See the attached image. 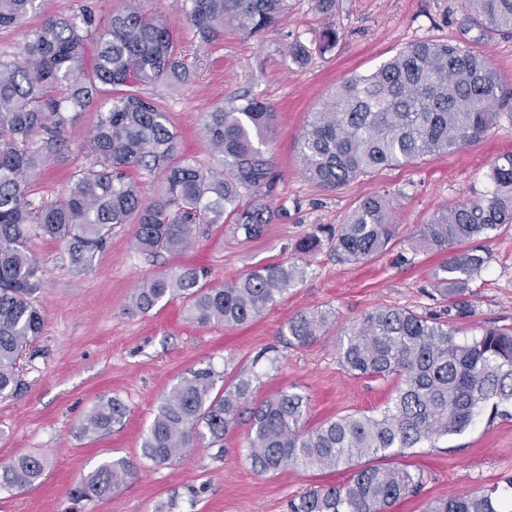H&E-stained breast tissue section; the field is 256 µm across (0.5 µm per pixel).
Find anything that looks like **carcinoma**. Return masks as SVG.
I'll use <instances>...</instances> for the list:
<instances>
[{"label": "carcinoma", "mask_w": 512, "mask_h": 512, "mask_svg": "<svg viewBox=\"0 0 512 512\" xmlns=\"http://www.w3.org/2000/svg\"><path fill=\"white\" fill-rule=\"evenodd\" d=\"M471 21L484 31L512 35V0H463ZM151 0H131L97 23L89 6L79 18L49 15L27 29L39 0H0V29H27L21 61L0 58V397L15 392L16 361L23 346L43 332L38 305L44 289L42 260L32 240L63 243L71 263L92 268L112 230L136 225L135 248L148 255L182 252L224 224L247 239L272 223L275 180L263 147L276 112L242 96L205 114L202 135L212 166L204 170L179 152L168 113L145 88L187 85L196 65L172 34V22L148 9ZM183 12L202 45L232 31L246 37L273 33L288 12V0H184ZM496 69L484 54L451 42L408 45L375 71L345 80L312 113L300 140L306 176L335 189L388 167L453 153L481 141L503 106ZM97 122L81 146L86 163L56 201L37 203L31 178L64 146V133L91 105ZM160 173L165 186L146 199L135 173ZM488 198L438 210L419 225L416 243L444 253L441 296L455 301L477 277L486 257L463 244L490 239L512 226V154L490 171ZM390 199L368 194L331 234L337 256L360 263L384 253L396 236ZM307 265L269 263L234 283L213 285L201 268L178 267L145 279L130 310L148 314L180 299L187 319L200 326H238L261 316L302 282ZM325 313H300L286 324L288 344L314 342ZM343 368L354 377L397 376L395 395L378 417L349 414L309 425L304 395L279 390L250 411L248 457L259 474L288 468H352L367 455L401 457L433 438L463 433L476 418H512V329L485 327L471 338L437 318L382 307L364 313L343 331L338 346ZM212 365L183 377L157 405L143 438L144 456L172 465L192 448L222 444L253 392L258 375L241 370L222 386ZM127 405L103 397L78 426L83 437L112 432ZM48 460L20 455L0 465V491L28 490L43 477ZM133 475L124 458L82 475L76 498L93 505ZM424 472L408 465L353 468L339 486H313L288 502V512H386L398 500L420 494ZM494 487L455 493L429 512H506Z\"/></svg>", "instance_id": "obj_1"}]
</instances>
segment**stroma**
I'll return each mask as SVG.
<instances>
[{
  "label": "stroma",
  "mask_w": 512,
  "mask_h": 512,
  "mask_svg": "<svg viewBox=\"0 0 512 512\" xmlns=\"http://www.w3.org/2000/svg\"><path fill=\"white\" fill-rule=\"evenodd\" d=\"M290 8L272 36L232 33L198 53L192 27L182 20L183 0H153V9L174 25V37L197 74L185 87L159 86L152 97L165 108L180 150L208 167L211 152L200 134L206 112L246 94L271 105L276 128L266 155L277 174L272 204L277 211L261 236L245 239L232 225L215 229L190 249L148 258L135 252V228H115L91 269L74 271L64 245L38 238L30 247L44 263L39 304L44 331L18 361V389L0 398V464L21 454L47 456L42 483L22 493L0 492V512H288L290 499L314 485H340L347 469L289 468L259 475L247 458L249 416L224 437L223 447L194 448L175 464L156 466L141 451V439L161 396L193 368L213 365L225 378L255 366L260 380L253 403L289 389L308 396L311 424L353 413L379 415L398 385L396 378L354 377L342 367L337 339L342 327L381 306L437 315L464 333L512 326V228L475 240L487 262L464 297L465 308L437 293L444 257L415 251L418 225L437 210L485 198L493 185L492 164L512 153V115L502 114L481 141L453 153L391 167L336 189L309 180L298 141L314 112L337 85L378 68L410 43L452 41L486 54L505 92H512V36H486L471 24L461 0H335L322 13L316 0H288ZM336 43L323 48L326 30ZM95 122L87 110L69 126L68 148L33 177L35 200L58 199L84 159L78 148ZM393 202L397 235L381 256L365 263L341 261L330 243L307 259L308 275L263 315L249 323L199 327L186 318L182 301L142 315L129 312L130 296L147 276L178 266L209 270L214 284L233 282L252 267L304 260L297 244L317 228H334L364 195ZM334 315L320 336L291 347L282 332L302 312ZM104 396L128 407L123 426L93 439L77 427ZM126 458L132 478L92 506L74 501L80 477L100 461ZM408 463L423 469L419 495L396 502L389 512H428L429 505L462 490L505 485L512 477V419L479 417L464 433L424 442Z\"/></svg>",
  "instance_id": "35a3bbf8"
}]
</instances>
